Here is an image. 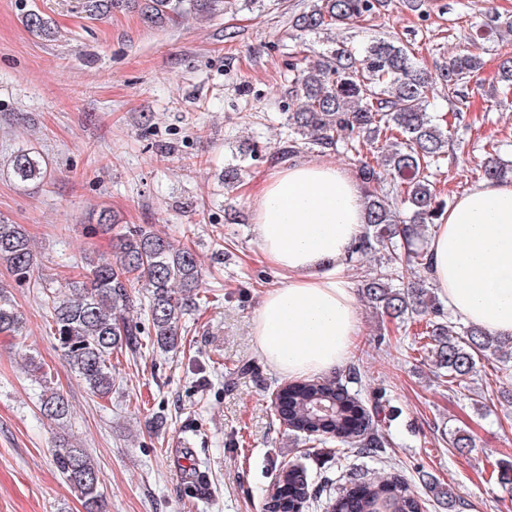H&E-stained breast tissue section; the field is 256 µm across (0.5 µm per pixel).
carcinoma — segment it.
<instances>
[{
	"label": "carcinoma",
	"instance_id": "carcinoma-1",
	"mask_svg": "<svg viewBox=\"0 0 512 512\" xmlns=\"http://www.w3.org/2000/svg\"><path fill=\"white\" fill-rule=\"evenodd\" d=\"M219 0H83L91 16L104 17L117 9L136 8L150 26H162L191 10L207 15ZM389 0H315L298 16L295 26L302 32H321L350 26L366 17L379 15ZM29 30L52 37L55 28L41 13L25 16ZM481 57L470 51L455 54L435 71L419 65L405 46L376 38L361 50L345 42L297 69L292 78V108L287 113L288 136L277 147L280 158L303 151L326 153L343 144L359 163L358 178L364 192L365 226L354 249V257L378 256L372 272L361 280L362 297L401 327L416 317L425 320L420 349L436 358L438 377L446 378L448 389H464L480 361L512 347V336L494 335L484 328L449 319L428 286V261L417 245L428 226L436 224L443 203L431 181L433 168L448 153V127L428 112L430 95L441 84L454 94L459 84L479 70ZM367 152L376 159L361 158ZM14 178L35 182L46 175L42 157L28 149L11 159ZM483 177L503 181L512 176V163L499 152L488 153L482 163ZM247 167L232 163L224 168V185L243 180ZM388 187H378L382 176ZM118 226L114 216L103 210L98 230L114 233L109 257L86 258V275L72 283L70 295L60 298L45 294L47 313L70 369L90 393L105 398L112 393V354H135L143 338L162 351H174L181 342L182 319L196 305L202 269L196 253L175 244L167 234L150 224ZM36 255L22 224L0 223V266L17 279L29 278ZM147 293L148 326L128 316L132 290ZM25 328L21 313L0 294V335L21 336ZM31 372L41 387L40 410L53 420L69 414L68 401L49 386L41 365L29 359ZM282 419L288 429L303 432L320 445L334 444L338 453L357 452L377 456L389 441L381 423L386 405L381 399L360 400L341 387L318 379L285 385L278 393ZM463 452L475 447L473 433L463 429L451 439ZM56 464L66 484L79 496L85 512H106L100 492V471L92 455L69 443L55 449ZM496 482L512 493V462H500ZM357 497L346 493L331 504V512H420L421 505L404 479L387 476L360 481ZM426 490L448 512H459L460 497L454 489L429 481ZM307 487L299 472L284 469L276 494L265 503L266 512H303Z\"/></svg>",
	"mask_w": 512,
	"mask_h": 512
}]
</instances>
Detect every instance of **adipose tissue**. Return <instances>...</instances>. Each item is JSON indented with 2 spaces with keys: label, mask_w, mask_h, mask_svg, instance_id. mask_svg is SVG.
I'll list each match as a JSON object with an SVG mask.
<instances>
[{
  "label": "adipose tissue",
  "mask_w": 512,
  "mask_h": 512,
  "mask_svg": "<svg viewBox=\"0 0 512 512\" xmlns=\"http://www.w3.org/2000/svg\"><path fill=\"white\" fill-rule=\"evenodd\" d=\"M249 201L262 257L285 279L252 319L257 350L291 378L329 372L359 334L346 258L364 230L361 187L332 159L300 161ZM424 250L429 277L455 314L512 335V182L487 181L459 196Z\"/></svg>",
  "instance_id": "obj_1"
}]
</instances>
